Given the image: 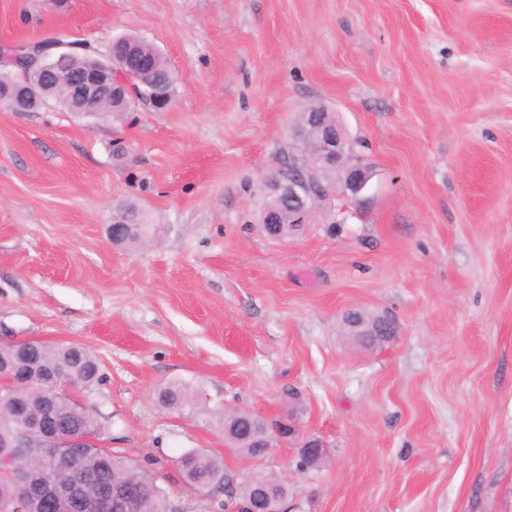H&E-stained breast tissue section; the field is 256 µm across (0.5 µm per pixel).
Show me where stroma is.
<instances>
[{"mask_svg":"<svg viewBox=\"0 0 512 512\" xmlns=\"http://www.w3.org/2000/svg\"><path fill=\"white\" fill-rule=\"evenodd\" d=\"M166 57L169 106L77 115L0 107V342L79 344L78 395L111 448L187 512L175 460L288 487V512H512V0H0V46ZM320 104L369 169L268 237L264 204ZM158 227L113 242L119 203ZM389 314L363 348L345 311ZM171 382L203 410L161 408ZM296 416L327 446L227 448L224 415Z\"/></svg>","mask_w":512,"mask_h":512,"instance_id":"stroma-1","label":"stroma"}]
</instances>
